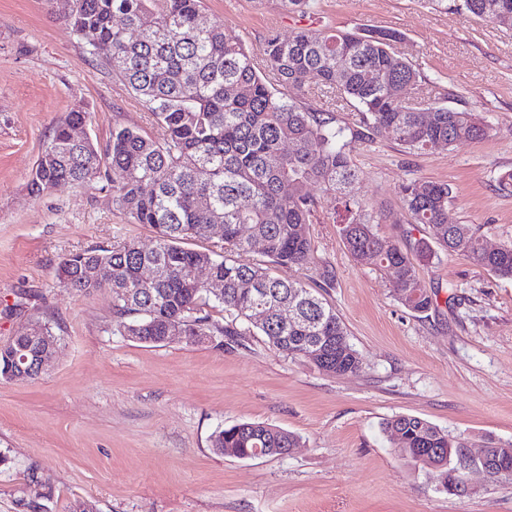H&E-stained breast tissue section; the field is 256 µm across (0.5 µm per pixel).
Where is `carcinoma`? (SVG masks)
<instances>
[{"label":"carcinoma","instance_id":"carcinoma-1","mask_svg":"<svg viewBox=\"0 0 512 512\" xmlns=\"http://www.w3.org/2000/svg\"><path fill=\"white\" fill-rule=\"evenodd\" d=\"M317 2L275 0L281 11L299 17L317 12ZM453 10L512 29V0H453ZM200 12L201 0H72L66 22L138 97L162 134L155 139L117 125L101 155L93 141L71 138V130L87 122L84 108L72 109L54 127L31 192L103 174L112 186L113 207L155 233L148 251L129 241L65 256L58 267L64 287L84 294L109 289L116 329L126 336L157 341L178 326L189 343L222 346L261 335L285 357L322 373H356L362 363L333 307L300 281L276 274L279 267L305 264L313 252L314 185L336 197L342 211L339 235L349 253L391 273L396 297L410 311L434 306L418 267L444 256L462 254L512 279V243L489 250L479 229L448 222L453 202L448 184L415 179L401 185L410 223L429 228V237L407 248L377 233L380 216L358 196L360 172L352 151L388 128L411 152L478 142L493 130L480 112L412 101L422 76L396 51L399 33L297 27L286 37L269 35L257 56L228 36L222 22L199 26ZM127 26L141 29L140 37L130 38ZM312 93L327 98L326 107L306 106ZM348 108L360 113L359 122L340 123L337 113ZM212 224L224 225L219 248L187 247L210 239ZM255 241L270 264L234 259ZM200 264L224 282L223 299L197 285L194 271ZM144 265L158 267L160 275L140 281ZM91 267L117 275L98 281L87 275ZM283 299L299 306L297 318L286 325L278 315ZM258 306L266 311L260 319ZM217 307L233 316L231 324L205 313ZM316 348L324 357L312 360L308 354ZM384 431L392 440L401 435L396 448L402 458L415 464V456L428 457L442 480L452 477L467 448L512 458V441L486 437L478 445L416 416H394ZM211 445L221 454L233 448L240 459L301 447L294 434L264 422L218 430Z\"/></svg>","mask_w":512,"mask_h":512}]
</instances>
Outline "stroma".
Wrapping results in <instances>:
<instances>
[{
  "mask_svg": "<svg viewBox=\"0 0 512 512\" xmlns=\"http://www.w3.org/2000/svg\"><path fill=\"white\" fill-rule=\"evenodd\" d=\"M62 0H0V344L29 321L52 319L60 350L37 379L0 380V512H512V480L470 477L476 492L441 490L436 471L403 460L383 432L412 415L473 439L512 441V280L461 255L421 268L437 297L416 314L387 273L356 261L318 195L314 251L279 269L331 304L362 361L327 375L264 337L221 347L176 339L157 346L121 335L108 290L58 283L69 253L132 240L149 225L112 206L97 178L33 195L28 182L59 119L74 106L99 150L124 125L158 136L141 103L61 19ZM205 19L260 52L297 16L256 0H204ZM314 28L362 25L401 34L397 51L419 67L420 97L488 115L490 137L411 153L389 133L352 153L360 197L381 210L380 236L409 243L399 187L445 182L451 220L479 228L489 247L512 241V30L426 0H319ZM265 422L295 434L285 457L215 453L212 434Z\"/></svg>",
  "mask_w": 512,
  "mask_h": 512,
  "instance_id": "stroma-1",
  "label": "stroma"
}]
</instances>
